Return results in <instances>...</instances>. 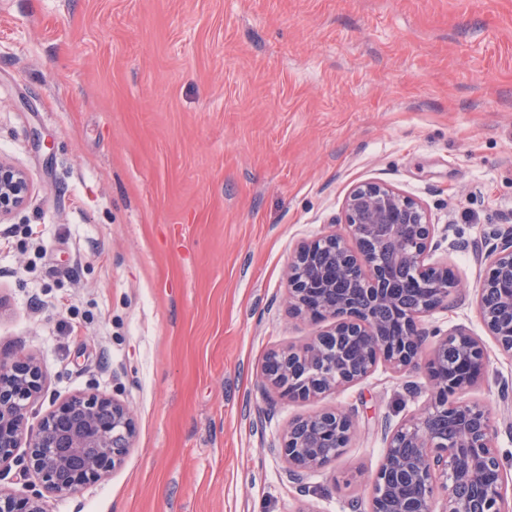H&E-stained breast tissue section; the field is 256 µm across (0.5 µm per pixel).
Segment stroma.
<instances>
[{"label":"stroma","instance_id":"1","mask_svg":"<svg viewBox=\"0 0 512 512\" xmlns=\"http://www.w3.org/2000/svg\"><path fill=\"white\" fill-rule=\"evenodd\" d=\"M0 359L34 357L30 428L83 392L130 408L122 465L48 512H367L386 436L425 401L377 368L309 401L258 371L318 332L290 317L297 245L382 181L424 204L467 291L426 330H484L485 232L512 230V0H0ZM468 399L512 474V359ZM341 407L344 453L303 482L276 448ZM31 193L27 172L0 158V220L23 209Z\"/></svg>","mask_w":512,"mask_h":512}]
</instances>
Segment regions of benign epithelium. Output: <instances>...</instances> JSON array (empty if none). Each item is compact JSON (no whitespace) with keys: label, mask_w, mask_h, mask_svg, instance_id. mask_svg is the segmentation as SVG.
I'll return each instance as SVG.
<instances>
[{"label":"benign epithelium","mask_w":512,"mask_h":512,"mask_svg":"<svg viewBox=\"0 0 512 512\" xmlns=\"http://www.w3.org/2000/svg\"><path fill=\"white\" fill-rule=\"evenodd\" d=\"M27 172L0 158V220L31 196ZM334 231L302 243L288 272L291 313L329 325L300 348L273 349L261 365L264 385L280 398L307 401L357 383L382 364L396 374L421 371L428 402L390 435L373 478L369 512H512L495 446V422L482 404L458 395L487 373L482 340L464 328L424 352L420 318L450 307L460 291L448 266L429 263L434 224L417 200L380 181L347 195ZM477 311L487 336L512 358V235L487 255ZM356 347L347 355L336 342ZM461 354L452 376L439 366L448 345ZM44 374L30 357L0 360V469L26 442V471L49 493L64 497L99 481L133 447L130 409L114 397L76 394L59 403L37 429L29 407L44 393ZM352 416L327 408L293 420L279 453L293 478L326 467L348 448ZM0 512H47L43 494L18 497L0 488Z\"/></svg>","instance_id":"7a95c632"}]
</instances>
